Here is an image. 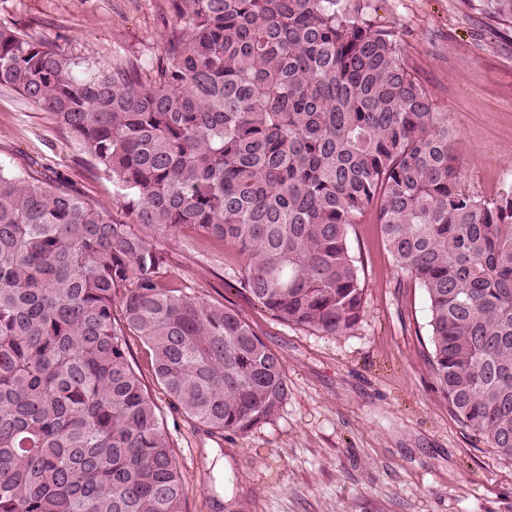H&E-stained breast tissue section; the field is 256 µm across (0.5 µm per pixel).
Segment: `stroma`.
Listing matches in <instances>:
<instances>
[{"label": "stroma", "instance_id": "obj_1", "mask_svg": "<svg viewBox=\"0 0 512 512\" xmlns=\"http://www.w3.org/2000/svg\"><path fill=\"white\" fill-rule=\"evenodd\" d=\"M410 71L447 112L471 188L494 194L512 174V31L460 0H377ZM0 23L47 40L93 73L120 57L148 63L168 33V0H0ZM0 167L65 179L116 210L112 180L48 114L0 88ZM365 312L327 336L285 324L237 290L205 242L161 240L168 279L235 308L280 357L288 397L248 433L209 434L157 384L151 352L129 360L160 409L187 487L185 512H512V462L449 413L429 363L422 288L399 280L373 213L350 230Z\"/></svg>", "mask_w": 512, "mask_h": 512}]
</instances>
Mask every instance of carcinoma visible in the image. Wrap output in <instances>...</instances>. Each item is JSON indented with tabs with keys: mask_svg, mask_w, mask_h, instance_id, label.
I'll use <instances>...</instances> for the list:
<instances>
[{
	"mask_svg": "<svg viewBox=\"0 0 512 512\" xmlns=\"http://www.w3.org/2000/svg\"><path fill=\"white\" fill-rule=\"evenodd\" d=\"M168 2L155 59L89 76L0 25V87L112 177L120 209L0 168V512H184L127 332L212 433L275 416L288 381L238 311L165 281L159 239L232 252L247 296L338 336L365 312L349 228L370 208L426 295L449 413L512 461V178L466 184L448 113L374 0ZM461 2L512 28V0Z\"/></svg>",
	"mask_w": 512,
	"mask_h": 512,
	"instance_id": "cac0c4a2",
	"label": "carcinoma"
}]
</instances>
